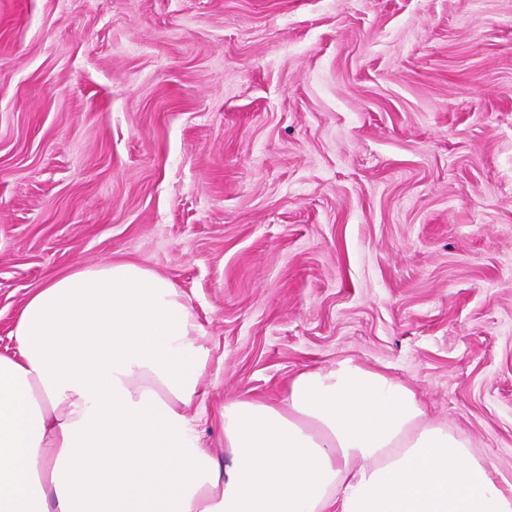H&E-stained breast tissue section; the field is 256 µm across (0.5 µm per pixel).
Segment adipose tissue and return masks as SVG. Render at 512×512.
I'll list each match as a JSON object with an SVG mask.
<instances>
[{"mask_svg":"<svg viewBox=\"0 0 512 512\" xmlns=\"http://www.w3.org/2000/svg\"><path fill=\"white\" fill-rule=\"evenodd\" d=\"M0 353V512H512V485L405 384L345 359L224 403L201 448L204 337L128 261L52 275ZM55 456H48V449Z\"/></svg>","mask_w":512,"mask_h":512,"instance_id":"ef3b65f1","label":"adipose tissue"}]
</instances>
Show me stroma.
<instances>
[{"instance_id": "1", "label": "stroma", "mask_w": 512, "mask_h": 512, "mask_svg": "<svg viewBox=\"0 0 512 512\" xmlns=\"http://www.w3.org/2000/svg\"><path fill=\"white\" fill-rule=\"evenodd\" d=\"M109 260L203 327L216 458L350 358L512 482V0H0V352Z\"/></svg>"}]
</instances>
